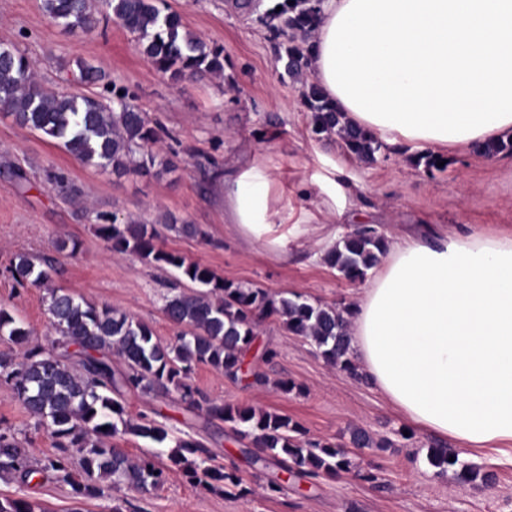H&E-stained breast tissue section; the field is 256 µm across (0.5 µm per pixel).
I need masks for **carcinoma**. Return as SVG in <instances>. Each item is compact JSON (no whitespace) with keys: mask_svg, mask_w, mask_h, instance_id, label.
<instances>
[{"mask_svg":"<svg viewBox=\"0 0 512 512\" xmlns=\"http://www.w3.org/2000/svg\"><path fill=\"white\" fill-rule=\"evenodd\" d=\"M106 14L138 35L142 53L156 69L178 82L187 76L224 75L220 48L207 46L184 29L176 12L164 13L156 0H102ZM43 9L55 22L67 28L93 33L99 20L91 0H43ZM293 31L308 35L317 25L313 0H284L281 9L267 12ZM285 70L297 75L304 66L303 47L286 50ZM303 96L311 111L313 131L338 132L346 151L370 162L381 144L359 127L342 123V114L314 83L304 84ZM0 111L9 114L21 128L40 132L59 141L64 149L87 166L112 169L118 176L150 170L158 153L164 128L151 121L115 95L112 105L86 96L63 95L46 89L34 79V63L17 48L0 44ZM166 228L179 235L201 234L195 224L170 218ZM96 232L112 242V249L140 260L178 270L198 291H181L168 298L163 312L170 323L182 328L176 340L162 344L151 329L124 313L98 308L69 293L52 290L48 311L64 351L55 354L38 348L27 349L21 360L0 359V378L10 382L25 409L56 439L59 453L31 464L13 437L0 433V474H14L21 482L49 475L70 485L77 495L93 497L95 485L84 478L97 477L124 482L147 491L163 483V469L150 457L131 459L110 443L118 434H132L162 444L168 431L143 416L137 422L123 418L124 406L116 395L124 389L166 395L174 390L182 400L213 419L230 425L249 440L257 454L253 462L270 459L298 478L335 477L349 471L347 450L336 443L306 438L300 424L289 417L231 403L208 399L189 383L194 366L202 364L229 377L237 376L244 352L255 340L265 319L281 321L288 333L311 339L323 358L350 376H357L348 338L345 315L348 309L312 304L300 295L291 298L272 295L261 288H243L218 278L208 267L187 260L158 246L156 230L135 220L125 224H99ZM387 251V240L376 228L361 226L348 233L324 260L345 279L365 278ZM38 269L32 258L20 255L12 273L20 284L41 285L48 278L50 260ZM9 339L26 343L28 331L0 308V332ZM123 359L126 371L117 373L109 353ZM123 429H118L117 423ZM81 454L82 474L71 464L69 449ZM203 446L180 438L168 453V460L185 468L199 484L235 488L241 479L224 468L203 466ZM456 453L444 446L430 448L429 462L441 472L453 471V478L474 481L479 471L471 466L455 469Z\"/></svg>","mask_w":512,"mask_h":512,"instance_id":"1","label":"carcinoma"}]
</instances>
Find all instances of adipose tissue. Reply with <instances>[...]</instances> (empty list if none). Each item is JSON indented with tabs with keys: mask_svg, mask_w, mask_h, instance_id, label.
Segmentation results:
<instances>
[{
	"mask_svg": "<svg viewBox=\"0 0 512 512\" xmlns=\"http://www.w3.org/2000/svg\"><path fill=\"white\" fill-rule=\"evenodd\" d=\"M349 0H321L305 66L349 123L377 141L410 151L454 148V141L407 136L352 110L324 72L326 40ZM224 213L247 239L287 252L288 208L275 179L256 162L224 185ZM349 308L357 363L412 426L465 450L512 446V236L478 231L434 240L388 239L384 263Z\"/></svg>",
	"mask_w": 512,
	"mask_h": 512,
	"instance_id": "adipose-tissue-1",
	"label": "adipose tissue"
}]
</instances>
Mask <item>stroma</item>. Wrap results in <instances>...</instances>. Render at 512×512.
<instances>
[{
  "mask_svg": "<svg viewBox=\"0 0 512 512\" xmlns=\"http://www.w3.org/2000/svg\"><path fill=\"white\" fill-rule=\"evenodd\" d=\"M159 7L180 13L188 31L223 48V76L173 82L141 53L136 35L114 20L101 21L89 36L53 21L42 0H0V43L14 44L32 58L41 84L92 97L126 93L131 105L165 128L160 152L170 162L118 177L84 165L0 112V308L28 330V347L56 346L48 313L54 288L146 323L162 343L175 340L178 329L163 307L180 284L178 272L113 251L95 232L106 218L152 225L164 249L223 280L336 306L351 304L362 284L347 281L323 261L317 241L326 224L345 226L354 215L386 235L512 233V153L488 156L459 148L445 152L444 168L432 171L418 155L389 145L374 162L357 160L337 135L313 132L303 83L284 70L289 36L264 21V8L244 10L236 0H161ZM80 63L102 68L104 79L95 85L68 82V70ZM248 158L275 176L282 203L300 223L285 257L271 255L224 220L223 180ZM13 168L26 172V185L9 179ZM322 176L354 186L342 215H335L332 200L315 187ZM59 177L66 190L57 187ZM170 216L198 225L200 235L168 232L164 223ZM20 254L52 259L47 284L16 283L10 269ZM255 343L247 374L230 378L198 365L193 387L219 403L288 415L308 438L346 445L350 471L285 482L280 492H269L277 465H252L248 440L229 425L208 419L178 393L131 390L121 397L127 418L144 415L163 425L170 439L193 438L208 449L213 464L237 471L241 485L227 493L194 485L170 464L167 445L126 434L117 442L129 457H150L163 468L159 490L104 482L95 497L83 498L65 483L45 479L27 486L6 475L0 477V499L29 502L34 512H512V466L487 461L480 466L481 480L454 481L428 461L438 437L407 425L367 374L340 371L314 343L286 333L272 318L260 325ZM265 346L277 350L275 359L261 357ZM286 380L295 385L288 394L278 387ZM357 428L369 433L374 447H352ZM0 431L14 436L32 462L56 452L54 439L2 379ZM384 439L391 447L378 448ZM367 469L376 482L358 478Z\"/></svg>",
  "mask_w": 512,
  "mask_h": 512,
  "instance_id": "stroma-1",
  "label": "stroma"
}]
</instances>
